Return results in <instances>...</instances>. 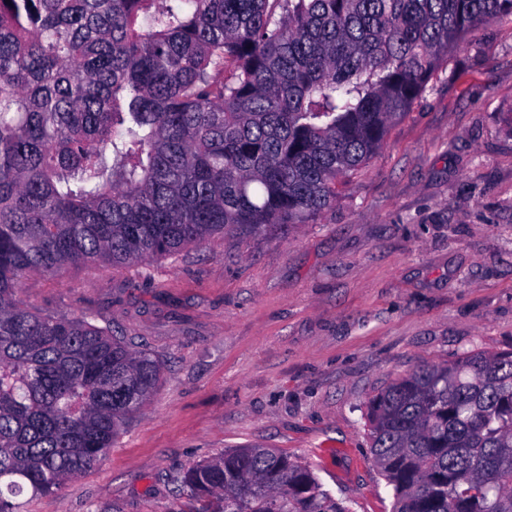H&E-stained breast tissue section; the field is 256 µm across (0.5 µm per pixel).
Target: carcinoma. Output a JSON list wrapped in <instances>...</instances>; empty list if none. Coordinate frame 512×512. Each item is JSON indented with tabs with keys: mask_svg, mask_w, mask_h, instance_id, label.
<instances>
[{
	"mask_svg": "<svg viewBox=\"0 0 512 512\" xmlns=\"http://www.w3.org/2000/svg\"><path fill=\"white\" fill-rule=\"evenodd\" d=\"M512 0H0V512L104 461L159 360L32 310L25 278L286 234L336 203L466 35ZM393 512H512V352L421 365L368 401ZM215 512H349L240 448L180 480Z\"/></svg>",
	"mask_w": 512,
	"mask_h": 512,
	"instance_id": "carcinoma-1",
	"label": "carcinoma"
}]
</instances>
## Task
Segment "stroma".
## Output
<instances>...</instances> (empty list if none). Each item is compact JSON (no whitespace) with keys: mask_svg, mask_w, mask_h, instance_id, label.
<instances>
[{"mask_svg":"<svg viewBox=\"0 0 512 512\" xmlns=\"http://www.w3.org/2000/svg\"><path fill=\"white\" fill-rule=\"evenodd\" d=\"M21 296L162 364L102 464L25 512H194L177 478L247 445L309 464L350 512H392L369 398L422 363L512 351V16L468 34L315 223L32 276Z\"/></svg>","mask_w":512,"mask_h":512,"instance_id":"obj_1","label":"stroma"}]
</instances>
